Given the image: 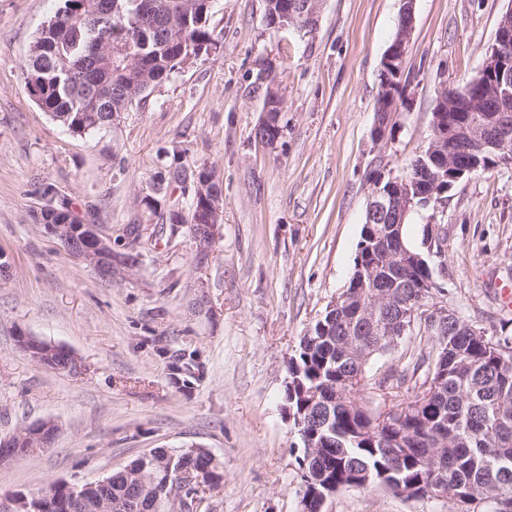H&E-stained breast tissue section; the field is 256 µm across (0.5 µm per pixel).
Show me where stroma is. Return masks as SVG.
<instances>
[{"label": "stroma", "mask_w": 512, "mask_h": 512, "mask_svg": "<svg viewBox=\"0 0 512 512\" xmlns=\"http://www.w3.org/2000/svg\"><path fill=\"white\" fill-rule=\"evenodd\" d=\"M403 0H322L311 33L270 27L264 0H215V55L183 66L110 125L74 133L31 99L23 62L57 0H0V440L42 420L48 448L0 463V499L56 480L82 485L154 448H208L224 466L211 512H301L302 443L288 415L287 362L349 286L372 192L430 135L443 83L480 71L512 0H416L386 145L372 129L382 58ZM283 103L271 145L254 131L267 92ZM216 171L223 219L198 260L192 193L178 168ZM137 255L101 280L39 220L43 191ZM447 236L437 284L462 317L512 336V166L457 183L407 217ZM26 331L70 348L80 369L32 362ZM323 512H453L379 487L328 497Z\"/></svg>", "instance_id": "1"}]
</instances>
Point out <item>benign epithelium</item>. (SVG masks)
I'll return each instance as SVG.
<instances>
[{
  "label": "benign epithelium",
  "instance_id": "obj_1",
  "mask_svg": "<svg viewBox=\"0 0 512 512\" xmlns=\"http://www.w3.org/2000/svg\"><path fill=\"white\" fill-rule=\"evenodd\" d=\"M415 0H403L401 9L402 24L398 35L384 54L380 72V92L376 109V119L372 131L373 140L381 143L387 139L392 129V118L397 109V95L404 86L403 62L410 35L413 30ZM265 10L271 26L288 28L295 17L306 20L304 27H317L320 8L310 5L308 0H279L272 3L265 0ZM489 97L494 105L490 124L483 130L473 129L471 112L475 111L483 97ZM282 100L274 92H268L265 100L263 119L259 124L264 131L261 143L269 145L280 136L279 125ZM512 109V21L504 20L494 42L485 54L479 71V79L466 87L443 85L432 112L430 138L427 146L419 151L410 166L411 173H389L382 176L376 172L371 177L373 190L366 211L367 223L381 214L389 215L395 224L403 223V218L415 205L420 204L438 209L445 202L447 194L456 183L476 174L479 165L475 156L484 155V161L495 159L500 165H512V131L509 130L503 113ZM213 178L209 171L195 174L196 215L203 216L208 232L204 240L195 239L199 254L210 253L215 243L216 230L222 217L221 194L210 188ZM72 216L67 215L58 224L47 225V230L58 239L72 257L92 268L103 279L112 278V246L96 228L89 224L82 237L72 235L69 227ZM374 261L368 267L370 277L379 270L392 276L398 282L405 273L414 269L424 271L418 282V296L402 312L400 328L392 332L403 336L420 328L432 335L445 334L448 315L451 314L448 302L440 297L430 266L429 257L438 244L437 238H426V251L415 253L404 246L401 236L384 227L374 236Z\"/></svg>",
  "mask_w": 512,
  "mask_h": 512
}]
</instances>
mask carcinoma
<instances>
[{"label":"carcinoma","mask_w":512,"mask_h":512,"mask_svg":"<svg viewBox=\"0 0 512 512\" xmlns=\"http://www.w3.org/2000/svg\"><path fill=\"white\" fill-rule=\"evenodd\" d=\"M205 0H61L55 24L41 30L30 45L23 71H39L41 82L29 92L43 111L74 133L105 127L130 110L158 83L164 70L173 74L180 61L172 48L205 57L217 44L207 23H186L164 5L176 3L197 18ZM419 274L396 288H385L387 305L410 300ZM325 313L300 337L288 359V407L306 419L301 439L313 443L298 458L303 508L307 495L333 485L370 477L375 482L397 469L403 486L421 498H438L448 488L455 512H512V337L471 332L457 315L446 336H422L405 354L412 373L434 371L442 378L437 393L419 403L426 381L401 374L380 392L407 403L374 414L360 392L374 385L371 362L394 352L401 338L387 335L381 311L368 314L356 302L336 310V324ZM418 440L416 448H393L399 434ZM55 428L39 438L15 434V456L27 457L48 447ZM188 476L192 488L223 482L222 463L207 448H154L123 469L83 485L55 481L36 494L15 492L0 502V512H37L35 499L49 497L52 512H175L180 486L167 482V463ZM508 488L509 496L501 497Z\"/></svg>","instance_id":"1"}]
</instances>
